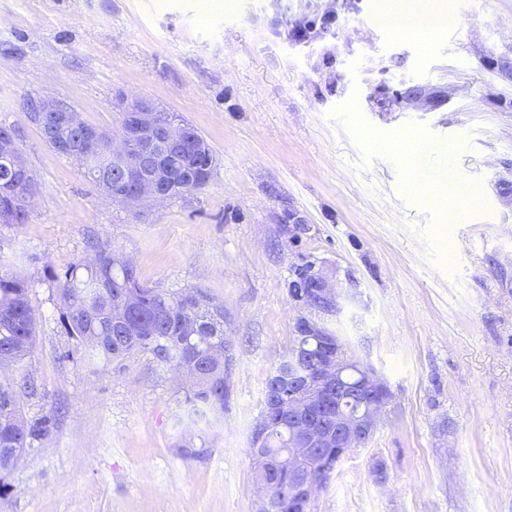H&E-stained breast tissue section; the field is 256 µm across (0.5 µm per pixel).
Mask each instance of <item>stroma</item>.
I'll list each match as a JSON object with an SVG mask.
<instances>
[{"label": "stroma", "instance_id": "stroma-1", "mask_svg": "<svg viewBox=\"0 0 512 512\" xmlns=\"http://www.w3.org/2000/svg\"><path fill=\"white\" fill-rule=\"evenodd\" d=\"M390 0H0V124L34 178L0 263L30 282L36 340L15 375L48 437L0 474V512H255L250 452L267 379L299 318L338 336L390 403L310 512H512V0H456L448 32L379 25ZM335 13L331 33L288 24ZM67 100L115 133L148 99L216 157L209 183L161 204L112 203L45 142L30 99ZM427 140L421 169L402 139ZM468 188L456 214L435 190ZM124 246L142 281L224 305L231 394L183 452L175 370L140 352L90 366L61 328L57 285L89 235ZM315 272L337 294L299 305ZM312 283L314 286L312 287ZM294 296L305 301L308 305L325 312H332L337 307L336 293L333 288H327L318 274H309L305 281H300L297 288H292Z\"/></svg>", "mask_w": 512, "mask_h": 512}]
</instances>
